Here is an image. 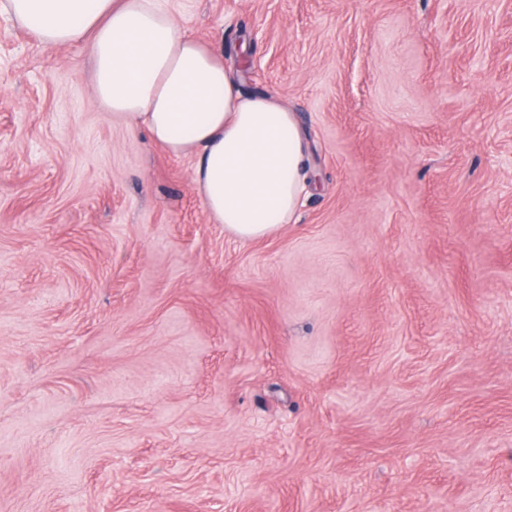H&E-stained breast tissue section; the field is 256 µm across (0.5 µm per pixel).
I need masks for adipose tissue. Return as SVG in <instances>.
<instances>
[{"mask_svg":"<svg viewBox=\"0 0 512 512\" xmlns=\"http://www.w3.org/2000/svg\"><path fill=\"white\" fill-rule=\"evenodd\" d=\"M39 42L86 45L99 104L143 127L171 155L194 158L192 181L230 236H271L296 215L305 145L270 94L246 96L223 51L181 33L163 0H0Z\"/></svg>","mask_w":512,"mask_h":512,"instance_id":"1","label":"adipose tissue"}]
</instances>
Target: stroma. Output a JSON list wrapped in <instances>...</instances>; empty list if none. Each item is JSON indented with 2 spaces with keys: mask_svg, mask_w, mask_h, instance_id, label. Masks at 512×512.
Segmentation results:
<instances>
[{
  "mask_svg": "<svg viewBox=\"0 0 512 512\" xmlns=\"http://www.w3.org/2000/svg\"><path fill=\"white\" fill-rule=\"evenodd\" d=\"M168 6L311 182L234 239L0 13V512H512V0Z\"/></svg>",
  "mask_w": 512,
  "mask_h": 512,
  "instance_id": "stroma-1",
  "label": "stroma"
}]
</instances>
